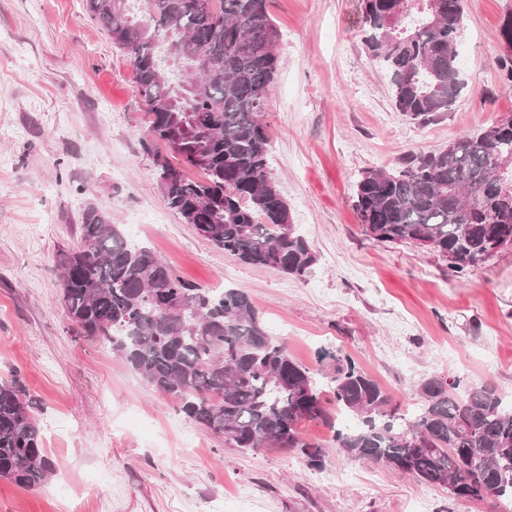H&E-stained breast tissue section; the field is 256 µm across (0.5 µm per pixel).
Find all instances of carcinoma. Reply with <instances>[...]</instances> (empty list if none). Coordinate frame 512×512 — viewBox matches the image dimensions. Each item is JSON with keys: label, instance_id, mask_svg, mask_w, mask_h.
<instances>
[{"label": "carcinoma", "instance_id": "carcinoma-1", "mask_svg": "<svg viewBox=\"0 0 512 512\" xmlns=\"http://www.w3.org/2000/svg\"><path fill=\"white\" fill-rule=\"evenodd\" d=\"M87 0L90 17L130 56L144 103L143 151L167 206L250 266L296 278L316 263L267 167L262 121L281 67L270 0ZM464 0H362L365 45L390 77L397 111L422 122L450 110L465 82L456 46ZM512 128L494 121L398 172L365 171L355 210L376 241L420 245L465 278L512 237ZM81 245L62 265L61 304L80 335L110 347L192 422L243 450L296 448L323 467L300 425L335 428L336 447L440 485L455 499L512 503V402L488 385L421 381L410 418L341 352L320 381L274 340L247 293L187 284L108 215L87 207ZM358 420L335 427L327 404ZM37 402L17 373L0 380V478L44 483Z\"/></svg>", "mask_w": 512, "mask_h": 512}]
</instances>
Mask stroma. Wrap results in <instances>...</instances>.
Returning a JSON list of instances; mask_svg holds the SVG:
<instances>
[{
  "label": "stroma",
  "mask_w": 512,
  "mask_h": 512,
  "mask_svg": "<svg viewBox=\"0 0 512 512\" xmlns=\"http://www.w3.org/2000/svg\"><path fill=\"white\" fill-rule=\"evenodd\" d=\"M464 9L466 88L422 124L396 110L368 55L361 0H271L283 65L264 114L267 167L317 256L299 280L241 263L166 206L140 146L131 59L86 0H0V377L19 372L38 402L53 465L34 488L0 479V512H501L349 460L318 421L301 428L321 469L285 448H235L79 336L60 303L61 264L92 205L184 281L248 293L306 367L323 350L352 357L402 415L432 375L512 393V247L459 280L434 252L366 236L354 209L364 171H395L512 112L498 67L512 0Z\"/></svg>",
  "instance_id": "35a3bbf8"
}]
</instances>
